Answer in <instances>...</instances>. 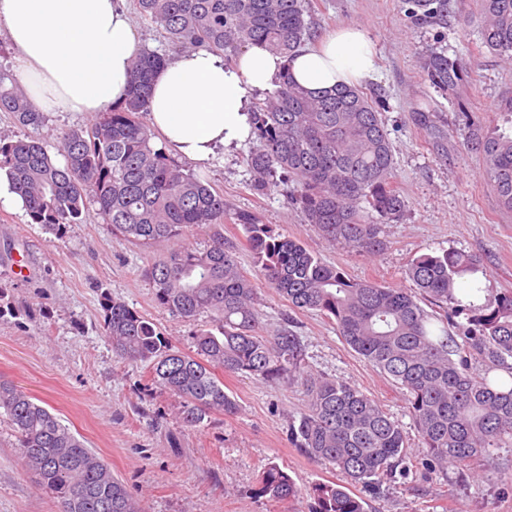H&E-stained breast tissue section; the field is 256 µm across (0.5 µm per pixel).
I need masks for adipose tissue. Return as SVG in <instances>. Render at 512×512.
Segmentation results:
<instances>
[{
	"label": "adipose tissue",
	"instance_id": "obj_1",
	"mask_svg": "<svg viewBox=\"0 0 512 512\" xmlns=\"http://www.w3.org/2000/svg\"><path fill=\"white\" fill-rule=\"evenodd\" d=\"M126 2L0 0V30L36 109L93 116L124 102L138 43ZM285 66L313 91L356 85L376 72L374 45L365 31L349 28L298 50L287 64L251 47L231 69L217 55L184 50L154 76L150 124L180 154L209 161L217 147L250 137V100L273 87Z\"/></svg>",
	"mask_w": 512,
	"mask_h": 512
}]
</instances>
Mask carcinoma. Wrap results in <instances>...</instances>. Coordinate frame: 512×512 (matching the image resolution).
I'll list each match as a JSON object with an SVG mask.
<instances>
[{"label": "carcinoma", "instance_id": "obj_1", "mask_svg": "<svg viewBox=\"0 0 512 512\" xmlns=\"http://www.w3.org/2000/svg\"><path fill=\"white\" fill-rule=\"evenodd\" d=\"M167 38L186 49L204 48L229 59L261 46L285 60L318 38L308 0H137ZM414 27L448 24V0H400ZM481 40L492 54L512 60V0H479ZM164 56L142 49L133 58L126 101L85 127L59 137L64 163L37 136L0 135V171L20 197L30 223L56 235L78 224L93 205L103 223L136 245H166L146 276L154 301L174 318L205 315L211 326L192 337V350L172 343L162 329L125 301L101 294L102 328L117 358L146 365L149 382L181 398V419L197 428L216 413L239 411L224 390L225 374L264 382L300 384L307 406L288 428L289 439L310 459L336 469L341 483L312 488L316 512H369L356 493L376 490L395 473L415 468L428 475L452 463L468 468L492 448H512V292L479 296L482 259L446 249L413 258L414 288L350 278L281 236L247 211L228 213L224 195L173 163L143 122L155 73ZM423 76L443 94L471 73L461 57L430 47ZM377 97L355 86L310 91L283 65L275 87L249 112L260 147L245 158L253 189L261 194L296 182L291 200L307 223L339 248L371 257L387 248L385 226L403 221L407 200L397 185L392 144ZM0 112L21 127L37 128L43 113L8 73L0 70ZM433 102L408 113L428 145L448 159V128ZM463 148L479 154L501 208L512 212V133L484 136L477 117L465 116ZM242 226L257 277L241 268L236 248L224 241V223ZM209 231L202 248L187 243L193 229ZM296 312L318 314L359 356L400 390L426 453L416 455L402 424L357 387L313 373L300 336L283 327L263 334L258 283ZM422 296L443 312L458 335L430 325ZM462 317L460 324L454 318ZM484 373L470 371L471 359ZM0 419L16 437L26 469L53 495L58 512H145L112 473L39 400L0 379ZM302 493L272 464L255 494L284 501Z\"/></svg>", "mask_w": 512, "mask_h": 512}]
</instances>
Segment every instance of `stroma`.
<instances>
[{"instance_id":"1","label":"stroma","mask_w":512,"mask_h":512,"mask_svg":"<svg viewBox=\"0 0 512 512\" xmlns=\"http://www.w3.org/2000/svg\"><path fill=\"white\" fill-rule=\"evenodd\" d=\"M320 34L345 27L366 30L378 71L362 83L383 97L381 112L393 147L395 175L408 201L401 223L386 227L388 247L374 257L338 249L306 224L285 191L259 194L244 159L256 138L217 148L206 163L189 162L203 182L223 193L233 211L254 213L276 232L299 237L324 261L353 279L407 288L414 256L457 248L481 256L488 275L482 294L512 292V212L502 210L482 176V159L460 147L463 115L476 113L483 133L512 119V62L481 43L476 0H448L447 27L408 24L399 0H309ZM470 60L473 70L456 92L442 95L420 68L429 47ZM437 100L448 125V158L440 160L424 134L407 120L426 99ZM153 249L111 232L96 210L57 236L30 223L21 202H0V289L10 302L0 315V378L41 400L103 456L145 512H315L311 488L338 481L336 471L309 459L288 441V425L306 406L301 387L261 383L243 374L224 378L239 403L237 415L215 414L203 427H186L180 398L150 389L143 365L120 361L102 329L101 292L124 300L183 350L198 322L172 318L154 301L144 269ZM24 261L25 277L15 264ZM268 331L291 322L314 372L350 382L375 398L422 447L402 395L352 351L334 324L310 313H291L271 289L261 288ZM275 464L301 488L280 502L256 496L265 467ZM369 512H512V448H495L474 469L449 466L430 477L383 480L368 494ZM0 512H58L52 495L26 470L7 424H0Z\"/></svg>"}]
</instances>
